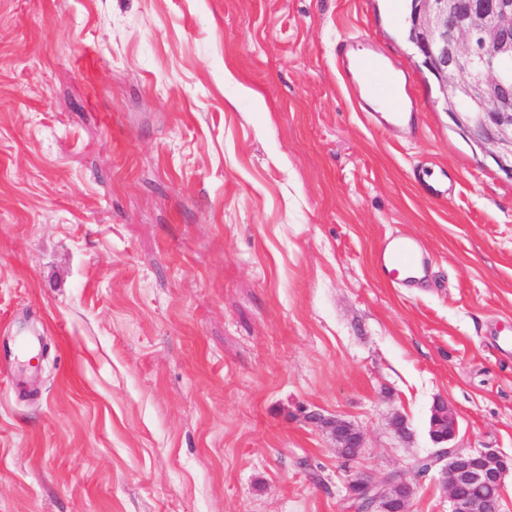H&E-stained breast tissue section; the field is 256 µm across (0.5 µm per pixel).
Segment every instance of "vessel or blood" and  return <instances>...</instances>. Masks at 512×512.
<instances>
[{"mask_svg":"<svg viewBox=\"0 0 512 512\" xmlns=\"http://www.w3.org/2000/svg\"><path fill=\"white\" fill-rule=\"evenodd\" d=\"M336 55L344 69L360 63L370 78L368 95L384 100L388 109L376 111L371 104H364L363 118L370 125L384 130L412 124L415 119L412 104L404 101L399 92V68L377 50L363 52L358 40H346L336 47ZM380 278L392 286H408L424 279L427 259L418 243L408 237L385 238L375 257Z\"/></svg>","mask_w":512,"mask_h":512,"instance_id":"1","label":"vessel or blood"}]
</instances>
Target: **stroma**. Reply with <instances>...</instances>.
Listing matches in <instances>:
<instances>
[{
  "label": "stroma",
  "instance_id": "stroma-1",
  "mask_svg": "<svg viewBox=\"0 0 512 512\" xmlns=\"http://www.w3.org/2000/svg\"><path fill=\"white\" fill-rule=\"evenodd\" d=\"M400 11L0 0V512H355L349 479L391 471L450 512L416 468L439 401L453 446L512 456V155L443 111ZM355 34L409 75L416 134L363 121ZM391 234L423 287L378 278ZM304 418L321 427L334 439L336 450L346 461H353L361 454L364 438L352 423L340 418H326L317 412L306 413Z\"/></svg>",
  "mask_w": 512,
  "mask_h": 512
}]
</instances>
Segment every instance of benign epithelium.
<instances>
[{
    "mask_svg": "<svg viewBox=\"0 0 512 512\" xmlns=\"http://www.w3.org/2000/svg\"><path fill=\"white\" fill-rule=\"evenodd\" d=\"M411 38L449 111L491 114L512 128V75L501 68L512 60V0H417ZM304 418L334 439L343 459L361 454L364 438L352 423L317 412ZM430 427L439 448L423 458L428 467L417 473L439 469L450 512H499L512 457L447 445L455 437L457 418L446 402L435 406ZM348 491L359 512H409L413 486L396 472L381 478L358 473Z\"/></svg>",
    "mask_w": 512,
    "mask_h": 512,
    "instance_id": "1",
    "label": "benign epithelium"
}]
</instances>
